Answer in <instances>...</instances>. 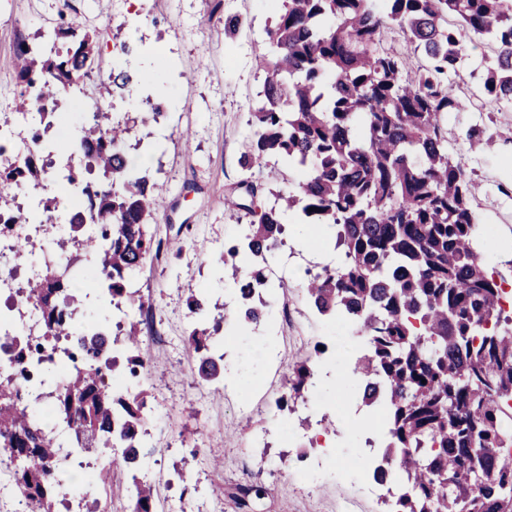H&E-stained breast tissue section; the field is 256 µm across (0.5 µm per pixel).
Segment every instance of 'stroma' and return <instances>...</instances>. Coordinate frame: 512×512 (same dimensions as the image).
Instances as JSON below:
<instances>
[{"mask_svg":"<svg viewBox=\"0 0 512 512\" xmlns=\"http://www.w3.org/2000/svg\"><path fill=\"white\" fill-rule=\"evenodd\" d=\"M216 5L209 16L200 0H140L133 21L130 0H71L86 29L101 34L97 49L103 67H111L116 45L131 37L141 53L128 59L127 68L159 76L137 98L126 93L111 98L120 118L161 111L157 123L134 126L125 146L129 160L146 163L150 177L166 187L151 226L162 250L147 258L136 278L137 288L153 301L141 331L158 363L140 386L156 398L158 417L147 443L165 476L156 492L161 501L180 502L184 512H196L203 497L209 498L211 512H345L350 502L357 512H380L381 502L367 493L362 467L367 453L381 454L387 431L381 414L364 405L358 386L348 380L365 338L350 323L316 314L302 287L305 269L316 272L327 264L329 244L314 243L303 251L294 243V231H286L278 252L285 285L276 294L288 318L272 332L256 328L269 363L252 372L249 393L238 386L243 348L234 324L224 329L229 341L223 382L199 384L194 359L183 346L188 289L235 306L224 293L232 270L222 257L225 246L245 234L250 218L227 209L224 193L245 177L238 160L253 136L249 109L267 76L260 47L282 0H216ZM60 11L59 0H0V113L12 111L20 91L10 66L17 42L58 27ZM228 15L244 20L231 38L224 35ZM487 53L482 46L464 52L458 82L466 103L448 112L444 124L449 153L475 185L472 207L485 230L480 241L495 245L485 266L511 284L512 106L486 101ZM472 129L486 140L477 153L465 144ZM320 344L325 353H317ZM304 359L327 374L318 393L322 407L313 406L311 393L289 394L285 376ZM245 395L259 401L248 416L237 409ZM283 397L287 407L277 408ZM335 416L345 421L329 432L336 455L321 468L317 483H307L314 438L327 432L325 418ZM274 422L280 428L267 443L252 445V434ZM247 483L263 488L264 495L242 508L235 491Z\"/></svg>","mask_w":512,"mask_h":512,"instance_id":"stroma-1","label":"stroma"}]
</instances>
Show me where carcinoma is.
Here are the masks:
<instances>
[{
  "instance_id": "cac0c4a2",
  "label": "carcinoma",
  "mask_w": 512,
  "mask_h": 512,
  "mask_svg": "<svg viewBox=\"0 0 512 512\" xmlns=\"http://www.w3.org/2000/svg\"><path fill=\"white\" fill-rule=\"evenodd\" d=\"M283 2L267 30L268 76L250 108L254 137L238 163L252 173L283 158L301 179L274 194L271 205L245 181V194L224 195L225 204L251 217L242 242L224 250L239 284L233 319L247 329L269 317L264 267L282 245L285 214L333 232L343 259L303 286L318 314L346 319L366 336L351 374L365 405L384 408L389 441L381 459L402 481L385 512H512V428L505 426L512 419V317L503 314L500 283L475 247L474 186L448 154L443 123L463 107L448 75L458 71L468 42L490 49L489 102L512 103V0H383V9L371 0ZM53 36L50 56L40 44L16 46L17 111L42 103L52 118L58 90L101 76L95 36L75 17ZM411 51L425 63L410 72ZM142 81L119 67L105 83L123 93ZM127 133L102 101L72 142L33 135L49 156L85 153L80 169L58 166L52 175L81 187L100 233L79 243L84 271L46 263L26 291L45 319L46 344L96 333L82 353H68L71 369L27 364L28 377L54 386L50 414L20 401L19 375L0 373V456L14 463L32 512H55L73 498L97 508L95 493L112 487L114 469L130 478V512H156L154 486L129 466L152 456L143 418L149 393H114L117 381L151 361L140 322L128 314L119 320L117 311L151 307L133 280L161 249L150 226L163 186L128 162ZM25 173H41L31 156L0 169V207L12 210L7 186ZM84 272L109 304L72 295ZM187 309L195 375L214 382L224 368L219 331L228 314L194 290ZM314 374L306 362L293 366L289 390L302 394ZM58 423L70 427L67 445L85 466L75 482L48 471L62 447L52 430ZM100 448L124 455L97 469L92 459Z\"/></svg>"
}]
</instances>
